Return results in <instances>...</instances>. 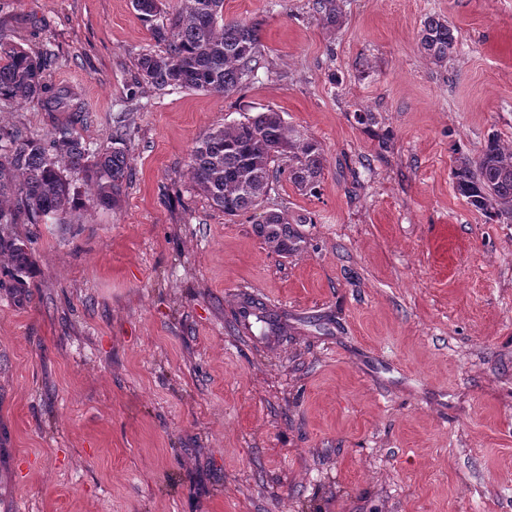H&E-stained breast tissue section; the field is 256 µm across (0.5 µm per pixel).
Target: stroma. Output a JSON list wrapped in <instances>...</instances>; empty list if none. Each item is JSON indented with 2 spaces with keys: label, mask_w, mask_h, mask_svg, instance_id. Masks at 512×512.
<instances>
[{
  "label": "stroma",
  "mask_w": 512,
  "mask_h": 512,
  "mask_svg": "<svg viewBox=\"0 0 512 512\" xmlns=\"http://www.w3.org/2000/svg\"><path fill=\"white\" fill-rule=\"evenodd\" d=\"M224 0L260 25L235 93L158 91L130 0H0V43L59 57L91 149L129 134L121 205L19 224L0 261V504L8 512H512V223L453 170L512 141V0ZM456 51L419 49L426 17ZM275 109L324 149L317 194L279 178L230 219L195 141ZM62 112L0 100V131ZM294 220L297 251L255 222ZM308 223H300V216ZM277 318L270 332L245 303ZM419 45L424 53L443 62L455 52L457 37L447 20L429 16L423 21Z\"/></svg>",
  "instance_id": "35a3bbf8"
}]
</instances>
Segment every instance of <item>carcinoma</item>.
I'll use <instances>...</instances> for the list:
<instances>
[{
	"label": "carcinoma",
	"instance_id": "1",
	"mask_svg": "<svg viewBox=\"0 0 512 512\" xmlns=\"http://www.w3.org/2000/svg\"><path fill=\"white\" fill-rule=\"evenodd\" d=\"M163 0H131L138 18L149 25L162 51L138 54L139 80L158 91L185 89L229 94L255 69L259 29L255 24L224 21V0H180L165 21ZM318 20L336 25L340 0H314ZM421 50L438 62L451 56L457 37L448 21L427 17L420 30ZM54 54L32 56L18 45L0 44V100H36L49 112H79L72 95L46 81ZM79 117L55 124L46 135L0 132V256L13 267L14 280L24 284L28 243L6 231L11 224L62 220L82 205L65 172L82 174L92 190L93 204L115 209L131 178L126 133L116 120L112 147L90 152L77 131ZM189 172L197 188L224 215L235 217L254 209L285 173L299 191L316 193L324 174L321 145L288 125L281 112H247L243 119L214 127L201 136L189 154ZM460 195L485 214L512 221V144L487 141L475 158H460L453 170ZM310 224L300 216L292 221ZM286 216L269 211L257 221L258 234L277 251L298 250V237Z\"/></svg>",
	"mask_w": 512,
	"mask_h": 512
}]
</instances>
